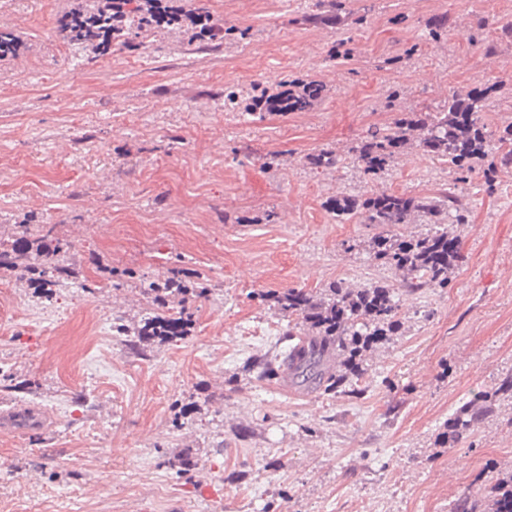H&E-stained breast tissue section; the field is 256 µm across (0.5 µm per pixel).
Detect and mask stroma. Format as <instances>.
Here are the masks:
<instances>
[{
	"instance_id": "1",
	"label": "stroma",
	"mask_w": 512,
	"mask_h": 512,
	"mask_svg": "<svg viewBox=\"0 0 512 512\" xmlns=\"http://www.w3.org/2000/svg\"><path fill=\"white\" fill-rule=\"evenodd\" d=\"M83 2L0 0L23 42L0 60V250L53 224L78 271L48 299L0 276V370L18 386L0 411L42 415L0 435V512H448L485 466L511 470L512 405L454 447L436 437L512 372V169L458 185L411 142L370 182L347 153L456 88L495 85L483 117L512 120V40L494 27L512 0H341L361 18L343 30L304 22L315 0H205L237 35L146 27L103 56L55 32ZM307 78L325 88L307 110L246 111L256 84ZM326 149L338 169L311 164ZM450 187L469 204L462 258L447 287L399 293L403 327L367 355L360 395L243 372L288 346L262 293L399 283L370 253L374 227L332 201ZM191 273L207 293L189 296L186 335L142 350L117 335L147 311L144 286ZM183 452L196 466L180 473Z\"/></svg>"
}]
</instances>
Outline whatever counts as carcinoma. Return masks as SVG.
<instances>
[{
	"mask_svg": "<svg viewBox=\"0 0 512 512\" xmlns=\"http://www.w3.org/2000/svg\"><path fill=\"white\" fill-rule=\"evenodd\" d=\"M318 12L307 19L336 27L348 26L351 14L343 11L341 0H318ZM82 14L93 22H102L110 15L102 0H89ZM72 15L64 14L57 22L56 32L63 40L96 42V34L71 25ZM146 24L142 4L127 12L122 33L117 41L128 44L134 28ZM486 107L484 94L475 90H454L448 95V108L441 112H410L393 126L375 129L351 149L353 161L367 176L377 177L396 160L399 148L414 132H421L419 146L428 154L446 160L454 167L455 181L466 182L474 170L473 163H483L487 181L494 180L498 170L512 166V121H504L491 130L481 112ZM336 215L357 212L364 223L379 232L374 236V259L390 270L403 274L399 287L408 293L420 289L448 287V270L461 258L458 239L449 230L451 224H463L468 206L463 196L448 191L440 197H414L384 191L363 200H336ZM419 218L433 228L418 237L405 238L396 232L401 224ZM18 228L29 243L33 263L25 265L13 251H0V272L22 278L39 271L43 285L40 293L50 294L52 288L64 286L77 275L75 264L69 262L62 246L50 247L56 239L54 224H20ZM170 279L150 283L147 298L166 312H152L133 327L119 324L117 331L135 336L138 342L154 337L169 339L184 335L190 318L185 314V297L189 291L175 292ZM397 292L388 283L366 288H349L341 282L331 285L325 296L317 298L291 288L269 293L263 298L275 303L282 316L298 318L308 325L301 334L288 332V350L274 359H254L246 364L248 372L260 379L273 381L287 378L291 383L327 394L354 396L360 394L359 378L363 359L387 336L399 328L396 319ZM512 402V373L502 377L496 388L464 403L448 418L441 433L442 443L452 448L462 438L480 428L499 401ZM475 489L467 490L450 506V512H512V471L487 468L473 480Z\"/></svg>",
	"mask_w": 512,
	"mask_h": 512,
	"instance_id": "1",
	"label": "carcinoma"
}]
</instances>
